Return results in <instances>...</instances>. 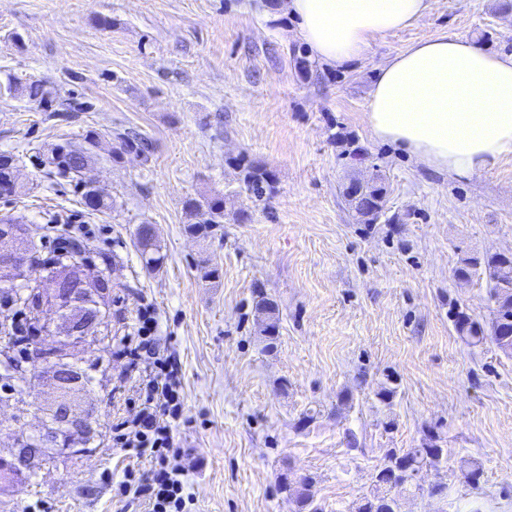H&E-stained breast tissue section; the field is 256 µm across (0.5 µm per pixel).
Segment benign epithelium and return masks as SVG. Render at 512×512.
Instances as JSON below:
<instances>
[{
    "instance_id": "1",
    "label": "benign epithelium",
    "mask_w": 512,
    "mask_h": 512,
    "mask_svg": "<svg viewBox=\"0 0 512 512\" xmlns=\"http://www.w3.org/2000/svg\"><path fill=\"white\" fill-rule=\"evenodd\" d=\"M15 234L16 231L0 226V284L23 283L24 296L11 291L5 295L27 313L34 336L44 340L59 336L61 340L50 353L36 351L32 354L35 359L54 358L53 365L57 368V400L51 420L41 435L19 440L12 459L0 456V479L17 471L22 464L30 465L55 451L78 447V441L92 430V422L78 413L73 404L72 393L81 374L69 369L66 347L90 340L103 349L110 341L107 332L112 325L111 306L105 300V296L112 293L111 280L86 264L40 268L27 252L8 245ZM46 308L51 309L56 318L46 317ZM14 351L4 321L0 320V360L10 364L0 375V383L5 388L20 383L27 385L34 377L32 369L14 360Z\"/></svg>"
}]
</instances>
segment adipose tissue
<instances>
[{"instance_id": "1", "label": "adipose tissue", "mask_w": 512, "mask_h": 512, "mask_svg": "<svg viewBox=\"0 0 512 512\" xmlns=\"http://www.w3.org/2000/svg\"><path fill=\"white\" fill-rule=\"evenodd\" d=\"M429 8L430 0H287L311 53L335 67ZM366 118L376 139L424 166L473 174L512 154V54L486 52L457 35L413 43L378 67Z\"/></svg>"}]
</instances>
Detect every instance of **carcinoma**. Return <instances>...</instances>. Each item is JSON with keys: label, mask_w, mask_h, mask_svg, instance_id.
Returning <instances> with one entry per match:
<instances>
[{"label": "carcinoma", "mask_w": 512, "mask_h": 512, "mask_svg": "<svg viewBox=\"0 0 512 512\" xmlns=\"http://www.w3.org/2000/svg\"><path fill=\"white\" fill-rule=\"evenodd\" d=\"M26 92L28 99L41 107L52 106L53 93L40 81H33L20 88L12 79L0 81V97L13 96L19 91ZM48 164L57 169L58 173L70 178L74 182L76 192L80 193L84 204L96 211L104 212L112 209L113 201L106 195L97 194L93 188L86 185L82 178V168L85 165V157L79 154V150L68 144H59L53 147L47 157ZM242 181L249 197L262 201L273 194L275 190L274 174L262 166L247 162L240 158L237 162ZM345 196L355 212L357 220L361 224H374L381 216L385 206L387 188L383 182H374L368 185L361 196L352 197L350 193ZM188 214L196 218L191 224L195 232H202L211 224H220L224 220L223 202L219 198H211L204 201L189 199L185 202ZM138 240L141 249V257L146 268L157 266L162 257L158 254L156 245L148 226L144 225L138 232ZM482 270L490 286V297L495 305V317L492 330H500V333L512 337V255L501 253L489 255H472L460 259L459 266L454 270L456 277L467 280L471 273ZM255 310L262 322V332L268 329H277L278 316L276 306L267 298L262 289L254 290ZM454 326L457 334L469 345L477 346L489 340L493 344H499L496 335L488 336L483 327L471 319L463 311L454 316ZM447 453V449L440 445L437 436H431L419 448H401L391 450L386 455L384 469L390 473L400 471H417L429 463H435ZM312 478L303 477L296 482V488H291L288 483V474L280 477V490L293 491L297 512H320L315 500L309 493ZM353 512H398V505L393 498L387 496L384 486L377 482L375 489L368 495L359 498L353 505Z\"/></svg>", "instance_id": "carcinoma-1"}]
</instances>
